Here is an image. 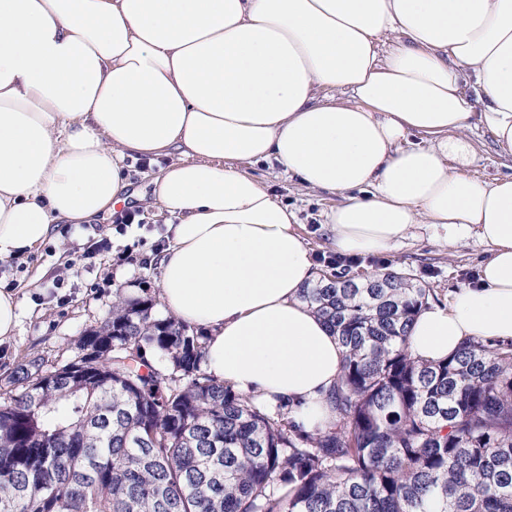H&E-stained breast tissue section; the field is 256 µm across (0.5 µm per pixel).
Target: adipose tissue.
I'll return each mask as SVG.
<instances>
[{
    "instance_id": "obj_1",
    "label": "adipose tissue",
    "mask_w": 512,
    "mask_h": 512,
    "mask_svg": "<svg viewBox=\"0 0 512 512\" xmlns=\"http://www.w3.org/2000/svg\"><path fill=\"white\" fill-rule=\"evenodd\" d=\"M474 128L512 160V0H0V261L113 210L126 159L179 155L153 179L161 302L204 330L207 375L312 431L345 350L302 298L294 213L239 162L343 195L344 255L477 236L478 281L410 330L439 360L512 340V175L471 177Z\"/></svg>"
}]
</instances>
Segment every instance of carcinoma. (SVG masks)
Returning a JSON list of instances; mask_svg holds the SVG:
<instances>
[{
  "label": "carcinoma",
  "instance_id": "1",
  "mask_svg": "<svg viewBox=\"0 0 512 512\" xmlns=\"http://www.w3.org/2000/svg\"><path fill=\"white\" fill-rule=\"evenodd\" d=\"M429 296L389 266L303 289L346 349L308 432L208 376L189 325L117 295L72 359L31 356L0 395V512H512V341L413 359Z\"/></svg>",
  "mask_w": 512,
  "mask_h": 512
}]
</instances>
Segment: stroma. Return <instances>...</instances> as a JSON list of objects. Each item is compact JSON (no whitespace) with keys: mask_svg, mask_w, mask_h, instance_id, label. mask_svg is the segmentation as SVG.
<instances>
[{"mask_svg":"<svg viewBox=\"0 0 512 512\" xmlns=\"http://www.w3.org/2000/svg\"><path fill=\"white\" fill-rule=\"evenodd\" d=\"M472 136L479 160L471 177L489 181L512 172V161L497 154L488 133L476 129ZM169 163L166 157L155 164L145 158L128 160L135 199L90 223L58 225L52 237L27 255L0 261V290L16 291L21 300L20 324L11 341L0 345V386L30 354H41L52 363L72 358L80 336L100 325L117 294L159 296L157 257L167 244L170 217L143 198L152 190L153 174ZM240 168L268 186L295 213L296 229L319 269L336 272L332 261L336 251L325 228V215L342 204V196L308 189L266 163L244 162ZM129 211L136 213L137 223L119 229L118 218ZM102 239L108 241L109 250L88 257L90 246ZM488 256L477 237L449 246L441 229L422 224L383 255L355 257L350 269L371 273L392 264L430 288L433 302L444 303L456 288L476 282Z\"/></svg>","mask_w":512,"mask_h":512,"instance_id":"1","label":"stroma"}]
</instances>
